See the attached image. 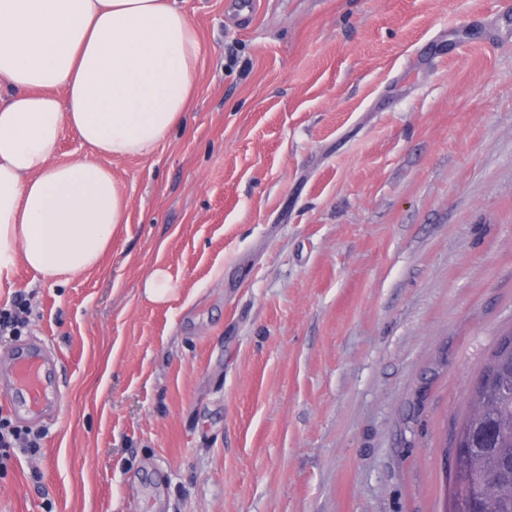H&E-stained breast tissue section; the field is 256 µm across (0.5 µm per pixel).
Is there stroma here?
Listing matches in <instances>:
<instances>
[{
	"mask_svg": "<svg viewBox=\"0 0 512 512\" xmlns=\"http://www.w3.org/2000/svg\"><path fill=\"white\" fill-rule=\"evenodd\" d=\"M185 121L104 158L128 226L58 285L0 512H449L446 439L512 330V0H180ZM166 267L173 299L141 285Z\"/></svg>",
	"mask_w": 512,
	"mask_h": 512,
	"instance_id": "obj_1",
	"label": "stroma"
}]
</instances>
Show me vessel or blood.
Instances as JSON below:
<instances>
[{
    "instance_id": "obj_1",
    "label": "vessel or blood",
    "mask_w": 512,
    "mask_h": 512,
    "mask_svg": "<svg viewBox=\"0 0 512 512\" xmlns=\"http://www.w3.org/2000/svg\"><path fill=\"white\" fill-rule=\"evenodd\" d=\"M10 377L21 408L29 414H40L48 406L55 389L51 361L36 346L15 352Z\"/></svg>"
}]
</instances>
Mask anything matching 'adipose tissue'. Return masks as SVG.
<instances>
[{
    "label": "adipose tissue",
    "instance_id": "adipose-tissue-1",
    "mask_svg": "<svg viewBox=\"0 0 512 512\" xmlns=\"http://www.w3.org/2000/svg\"><path fill=\"white\" fill-rule=\"evenodd\" d=\"M199 50L178 0H0V289L100 265L127 204L97 158L182 124ZM66 128L90 157L56 161Z\"/></svg>",
    "mask_w": 512,
    "mask_h": 512
}]
</instances>
